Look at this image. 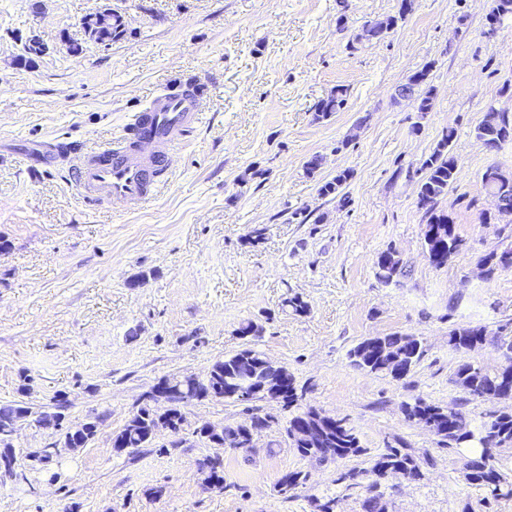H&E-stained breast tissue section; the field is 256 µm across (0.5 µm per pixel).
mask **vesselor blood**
<instances>
[{"instance_id": "b4317fda", "label": "vessel or blood", "mask_w": 512, "mask_h": 512, "mask_svg": "<svg viewBox=\"0 0 512 512\" xmlns=\"http://www.w3.org/2000/svg\"><path fill=\"white\" fill-rule=\"evenodd\" d=\"M209 93V85L192 76L164 87L121 137L81 154L73 174L83 200L94 207L116 201L137 210L155 198L187 132L202 124Z\"/></svg>"}]
</instances>
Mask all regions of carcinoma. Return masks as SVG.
Listing matches in <instances>:
<instances>
[{"label":"carcinoma","mask_w":512,"mask_h":512,"mask_svg":"<svg viewBox=\"0 0 512 512\" xmlns=\"http://www.w3.org/2000/svg\"><path fill=\"white\" fill-rule=\"evenodd\" d=\"M413 0H401L398 14L374 21L372 39L379 40L411 12ZM506 17H512V0H490L489 10L485 16L484 26L487 31L494 32L497 25ZM433 64L427 63L420 70L408 77L414 98L416 111L425 114L432 110L433 88L430 86V75ZM348 101L347 89L338 86L326 97L314 105L315 119L320 121L330 117L335 112L345 109ZM476 138L490 150H497L506 141L512 140V113L497 112L490 107L485 112L482 121L475 128ZM454 130L446 131L432 152L423 159L420 170L424 172L417 195V206L424 211L426 224L423 231V248L429 261L439 267L448 262V257L457 252L463 245V240L455 233L454 223L450 216L437 210V201L446 195L458 177L457 160L451 153V143ZM352 177L349 170L344 169L332 179L319 183L318 192L323 197L338 199L341 205L349 202L343 192L344 186ZM485 188L494 199L496 209L501 214H512V177L497 180L485 169L481 175ZM487 277H492L499 270L512 269V248L500 252H492L481 258ZM378 278L388 282L401 272V262L397 251L388 248L382 252L376 261ZM260 327L248 322L238 329V335L248 339L246 347L235 354L216 361L208 370L197 386L191 387L187 377H164L158 386L171 394L170 419L177 421L181 418L183 408L194 401L214 399L219 395L234 403H247L260 399L254 393L259 380H264L269 389L281 396V408L288 412L286 434L291 447L303 457H310L320 463L349 461L367 454L354 430L346 425L344 420L337 419L325 413L315 414L311 408H303L301 401L303 393L298 391L294 377L268 372L255 375L257 368L263 366V353L255 347L253 339L260 336ZM493 341L503 350V355L509 365L489 371L472 362L458 366L455 382L469 394L485 400H494L500 395V388L512 384V336L489 337L481 326L456 327L448 333V345L456 351L470 352ZM423 349L418 339L413 336H374L369 337L348 352L351 363L372 373H382L395 379L406 377L413 367L421 360ZM68 396L59 393L53 397V414L61 421L63 427L58 430L59 437H69L70 447L83 448L96 437L94 428L98 427L99 416H91L92 429L85 433L67 435L64 424L68 422ZM405 418L410 422H418L427 427L447 445H466L474 438V431L469 428L465 415L460 411L445 412L435 404L421 399L407 403L403 407ZM32 415L28 403L20 400L0 407V449L11 447L10 440L4 436V428L10 423L23 419L28 420ZM319 421L325 430L322 444L317 448H309L294 440L293 429L301 424ZM160 414L148 403L138 406L127 424L112 438V447L123 448L133 453L140 448L152 445L153 430L158 427ZM274 422L271 415L261 416L257 413L251 416L252 429L237 425L226 427L227 433H235L240 438V446L253 447V439L258 432ZM194 436L203 442L213 452L204 456L198 462L199 470L205 479L212 482L216 490L224 489V439L214 440L207 435L204 426H198L193 431ZM479 443L481 451L466 465L463 480L472 486L485 487L491 496H512V485L502 480V476L493 463L494 455L505 447H512V412H494L481 425ZM49 457L47 450L27 451L15 457V478L26 479V471L38 470ZM421 459L410 448L390 447L371 459L368 469H351L343 478L352 480L359 476H372L374 480L368 486L370 496L364 501L365 512H384L381 505L383 492L380 491V479L389 470L399 469L412 480L422 476ZM305 481V475L300 471L288 472L278 481L279 492L286 495L297 489Z\"/></svg>","instance_id":"obj_1"}]
</instances>
